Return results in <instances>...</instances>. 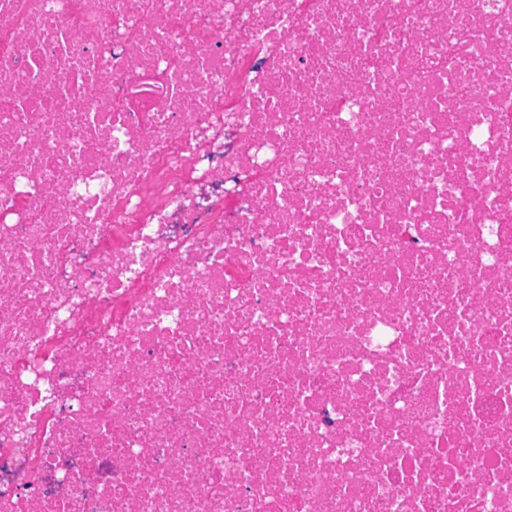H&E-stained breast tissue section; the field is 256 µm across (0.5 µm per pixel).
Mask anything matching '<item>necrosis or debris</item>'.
<instances>
[{
  "mask_svg": "<svg viewBox=\"0 0 512 512\" xmlns=\"http://www.w3.org/2000/svg\"><path fill=\"white\" fill-rule=\"evenodd\" d=\"M0 512H512V0H0Z\"/></svg>",
  "mask_w": 512,
  "mask_h": 512,
  "instance_id": "4bbe7bcc",
  "label": "necrosis or debris"
}]
</instances>
